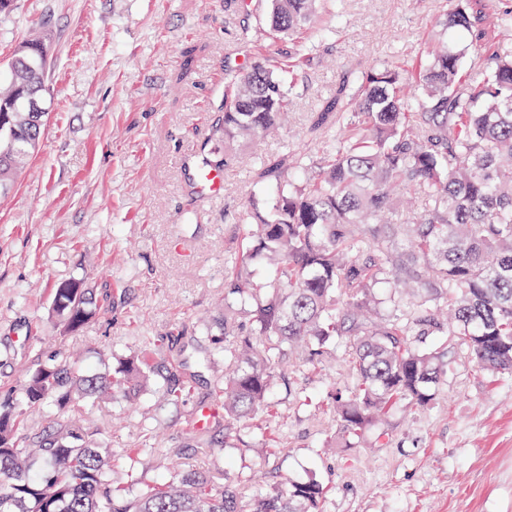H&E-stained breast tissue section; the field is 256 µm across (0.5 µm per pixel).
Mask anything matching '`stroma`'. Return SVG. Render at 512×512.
Masks as SVG:
<instances>
[{
	"mask_svg": "<svg viewBox=\"0 0 512 512\" xmlns=\"http://www.w3.org/2000/svg\"><path fill=\"white\" fill-rule=\"evenodd\" d=\"M450 0H339L324 13L331 35L308 50L288 120L271 137L244 145L224 169V193L201 195L187 153L221 146L224 70L235 56L280 60L287 42L243 43L261 23L259 6L235 0H12L0 13V70L22 42L46 40L50 114L40 145L0 198V393L20 390L48 356L80 355L105 372L145 336L167 337L172 354L203 355L221 315L224 257L251 205L261 159L318 154L312 116L352 71L426 58ZM79 279L96 319L64 333L51 309L56 284ZM110 299H103L104 291ZM191 398L159 409L153 391L131 403L99 399L80 425L99 429L123 480V449L143 431L154 452L134 469L142 482L169 478L187 461L226 482L264 489L293 479L328 488L323 512H512V374L477 370L451 354L448 380L423 411L398 407L388 439L337 447L329 394L348 386L342 357L293 370L271 393L269 422L211 432L213 453L186 434L189 414L224 407L212 396L223 360L195 368ZM282 447L264 445L268 431Z\"/></svg>",
	"mask_w": 512,
	"mask_h": 512,
	"instance_id": "35a3bbf8",
	"label": "stroma"
}]
</instances>
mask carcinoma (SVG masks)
Instances as JSON below:
<instances>
[{
    "instance_id": "carcinoma-1",
    "label": "carcinoma",
    "mask_w": 512,
    "mask_h": 512,
    "mask_svg": "<svg viewBox=\"0 0 512 512\" xmlns=\"http://www.w3.org/2000/svg\"><path fill=\"white\" fill-rule=\"evenodd\" d=\"M320 7L266 0L269 34L296 45ZM442 25L447 36L428 63H386L339 83L316 116L315 127L331 132L320 156L260 161L255 186L267 208L249 214L224 258L220 338L202 358L227 367L213 390L224 434L277 417L270 393L298 350L308 364L345 356L351 383L327 410L348 446L402 403L431 406L450 348L482 371L512 373V3L490 17L481 0H453ZM459 44L483 82L468 81ZM45 53L43 41H29L21 76L0 96L1 194L46 125L48 113L30 107L47 96ZM226 72L224 157L213 161L224 167L240 142L281 124L295 87L292 71L265 61ZM88 304L76 281L53 289L68 333L88 323ZM433 334L448 345L424 347ZM165 358L164 337L147 336L103 376L63 358L27 370L18 394L0 396V512H323L327 489L313 479L254 493L190 462L171 481L141 484L131 473L120 486L98 430L27 423L29 409L75 414L150 385L161 406L178 405L193 389L185 368L194 356L170 368Z\"/></svg>"
}]
</instances>
